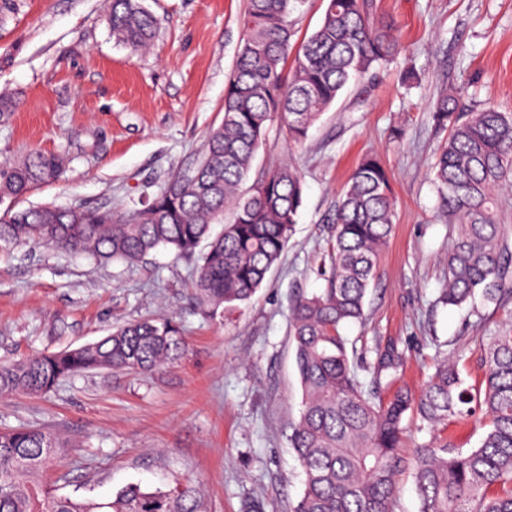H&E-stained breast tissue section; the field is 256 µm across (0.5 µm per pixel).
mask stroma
Returning <instances> with one entry per match:
<instances>
[{
	"instance_id": "stroma-1",
	"label": "stroma",
	"mask_w": 512,
	"mask_h": 512,
	"mask_svg": "<svg viewBox=\"0 0 512 512\" xmlns=\"http://www.w3.org/2000/svg\"><path fill=\"white\" fill-rule=\"evenodd\" d=\"M159 22L152 48L117 46L104 0H14L0 16V92L18 101L0 117V162L34 149L68 167L24 206L127 211L194 166L223 117L224 86L241 38L244 0H144ZM401 53L367 74L288 145L274 120L255 171L294 157L304 181L299 221L279 265L253 299L212 313L192 290L200 255L159 248L145 260L101 263L62 249L0 247V364L96 341L118 325L166 316L180 327L177 363L129 375L90 370L41 395L0 397V430L32 427L66 442L50 472L61 495L106 500L131 484L200 485L209 512H291L304 474L290 448L301 387L289 337L298 293L322 288L327 227L358 161L378 154L397 201L391 240L365 302L345 328L355 367L378 349L404 355L397 383L420 391L437 354L461 351L480 387L484 343L512 304L440 301L452 231L438 215L429 171L445 135L430 103L445 87L464 103L512 112V0H378ZM420 73L406 88L400 74ZM403 139L391 138L394 128Z\"/></svg>"
}]
</instances>
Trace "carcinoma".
<instances>
[{
	"mask_svg": "<svg viewBox=\"0 0 512 512\" xmlns=\"http://www.w3.org/2000/svg\"><path fill=\"white\" fill-rule=\"evenodd\" d=\"M303 0H246L243 36L224 91V120L209 132L196 164L174 174L141 207L20 208L35 187L57 180L64 157L32 151L0 163V245L51 244L100 262L137 263L160 246L190 256L204 240L194 290L207 308L233 309L250 300L278 264L302 206L304 182L288 160L253 173L272 117L301 146L319 117L353 81L391 64L399 53L394 25L376 0H326L319 26L293 41L290 17ZM112 39L133 54L147 50L156 20L143 0H107ZM431 119L448 137L431 163L443 217L452 226L441 302L460 306L481 292L498 307L512 303V234L501 224L512 193V113L460 103L440 92ZM251 182L242 189L245 182ZM232 212L224 231L211 226ZM395 219L386 167L364 157L336 200L327 239L325 287L296 296L291 336L302 408L291 438L304 473L293 512H392L395 476L412 470L419 512H512V318L501 321L484 348L482 388L472 391L458 370L459 353L438 355L417 395L398 389L385 399L403 354L388 348L370 367L367 390L342 334L364 318L365 298ZM185 344L170 319L116 327L75 348L0 366V394L42 393L65 377L94 369L141 373L180 359ZM435 429L476 414L486 431L476 448L430 440L412 460L399 453L405 417ZM64 444L35 428L0 431V512H208L191 481L166 489L126 487L108 501L58 496L45 480Z\"/></svg>",
	"mask_w": 512,
	"mask_h": 512,
	"instance_id": "carcinoma-1",
	"label": "carcinoma"
}]
</instances>
